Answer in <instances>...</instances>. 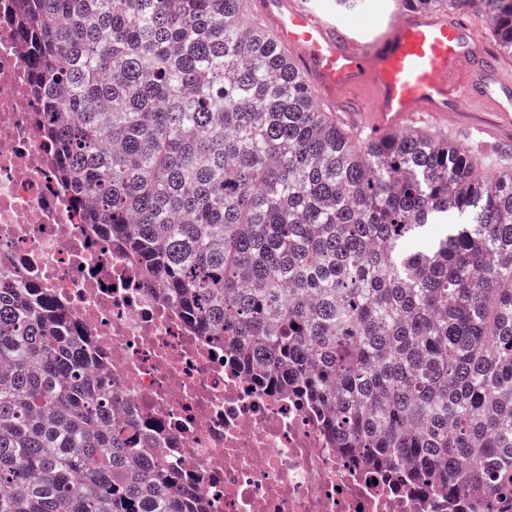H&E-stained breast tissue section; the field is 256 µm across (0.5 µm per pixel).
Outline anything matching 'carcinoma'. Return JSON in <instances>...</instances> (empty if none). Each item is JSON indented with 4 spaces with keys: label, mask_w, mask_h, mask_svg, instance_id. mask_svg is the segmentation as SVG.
Returning <instances> with one entry per match:
<instances>
[{
    "label": "carcinoma",
    "mask_w": 512,
    "mask_h": 512,
    "mask_svg": "<svg viewBox=\"0 0 512 512\" xmlns=\"http://www.w3.org/2000/svg\"><path fill=\"white\" fill-rule=\"evenodd\" d=\"M474 5L512 56V0ZM246 0H16L57 175L200 336L422 492L512 498V170L359 143ZM67 318L0 269V512H207Z\"/></svg>",
    "instance_id": "carcinoma-1"
}]
</instances>
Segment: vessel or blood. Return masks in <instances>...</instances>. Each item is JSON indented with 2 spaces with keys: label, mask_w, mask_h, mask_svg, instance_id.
<instances>
[{
  "label": "vessel or blood",
  "mask_w": 512,
  "mask_h": 512,
  "mask_svg": "<svg viewBox=\"0 0 512 512\" xmlns=\"http://www.w3.org/2000/svg\"><path fill=\"white\" fill-rule=\"evenodd\" d=\"M254 9L320 98L370 89L378 129L426 114L448 119L463 97L498 101L487 82L499 71L498 56L480 46L473 25L450 19L447 10L394 0L387 16L359 27L322 12L315 0H255Z\"/></svg>",
  "instance_id": "obj_1"
}]
</instances>
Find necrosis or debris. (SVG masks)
<instances>
[{
    "instance_id": "obj_1",
    "label": "necrosis or debris",
    "mask_w": 512,
    "mask_h": 512,
    "mask_svg": "<svg viewBox=\"0 0 512 512\" xmlns=\"http://www.w3.org/2000/svg\"><path fill=\"white\" fill-rule=\"evenodd\" d=\"M0 0V266L70 319L124 413L208 512H512V499L421 492L342 453L294 395L262 387L113 245L57 178L30 62Z\"/></svg>"
}]
</instances>
